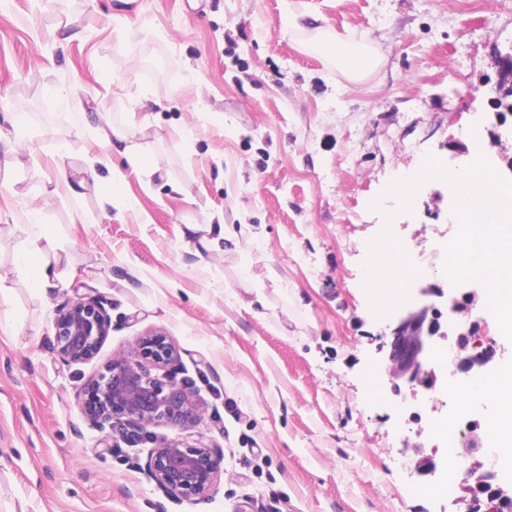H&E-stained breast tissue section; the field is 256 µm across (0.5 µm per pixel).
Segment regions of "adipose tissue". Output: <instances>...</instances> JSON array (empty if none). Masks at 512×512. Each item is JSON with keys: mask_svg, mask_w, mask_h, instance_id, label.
<instances>
[{"mask_svg": "<svg viewBox=\"0 0 512 512\" xmlns=\"http://www.w3.org/2000/svg\"><path fill=\"white\" fill-rule=\"evenodd\" d=\"M316 47L353 79L369 75L378 65L377 50L365 44L352 45L326 38L318 41ZM27 253L37 260L33 283L42 291L53 287L60 277L59 266L70 261L67 250L57 237L46 230L36 235ZM467 393L493 404L495 412L486 419L484 432L497 444L503 458L512 461V369L493 368L476 372Z\"/></svg>", "mask_w": 512, "mask_h": 512, "instance_id": "ef3b65f1", "label": "adipose tissue"}]
</instances>
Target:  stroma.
Segmentation results:
<instances>
[{"mask_svg": "<svg viewBox=\"0 0 512 512\" xmlns=\"http://www.w3.org/2000/svg\"><path fill=\"white\" fill-rule=\"evenodd\" d=\"M322 32L380 65L349 80L307 50ZM511 46L512 0H0V512H465L415 463L445 460L439 419L490 408L464 417L458 394L378 371L363 263L387 210L406 252L453 238L442 184L400 213L384 191L429 155L456 168L469 129L512 173L486 132ZM103 115L143 164L109 154ZM61 166L80 187L43 194ZM35 218L80 273L45 295L23 266ZM219 223L235 242L185 245L186 225ZM75 297L112 331L69 365L53 323ZM471 317L511 368L484 296ZM153 331L195 393L189 438L223 460L193 502L147 473L179 430L106 453L82 411L87 380Z\"/></svg>", "mask_w": 512, "mask_h": 512, "instance_id": "1", "label": "stroma"}]
</instances>
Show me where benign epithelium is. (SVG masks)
Instances as JSON below:
<instances>
[{"mask_svg": "<svg viewBox=\"0 0 512 512\" xmlns=\"http://www.w3.org/2000/svg\"><path fill=\"white\" fill-rule=\"evenodd\" d=\"M500 82L492 100L494 112L488 122L490 133L512 140V51L499 55ZM469 284H436L418 289L413 301L391 313L389 332L383 334L382 368L390 380H401L411 387L437 390L435 350L438 341L448 337L441 319L459 327L465 325L473 305L475 291H465ZM55 340L60 358L67 364L92 360L112 330V321L104 303L98 299L75 298L64 304L54 319ZM471 330L459 332L453 344L464 354L462 371L469 373L490 364L496 350L494 343L477 355L468 351ZM178 350L169 337L155 333L136 340L129 355L112 360L88 383L84 390L83 410L97 428H110L127 443L137 442L147 428L170 426L196 427L201 422L198 404L187 387L167 373ZM418 473L441 472L453 482L457 470L438 465L431 458L419 461ZM151 478L167 493L192 501L211 493L222 474L221 460L201 442L174 438L157 446L150 459ZM465 477L475 478L471 492L487 494V512H507L512 497L492 482L497 472L476 474L473 468Z\"/></svg>", "mask_w": 512, "mask_h": 512, "instance_id": "benign-epithelium-1", "label": "benign epithelium"}]
</instances>
